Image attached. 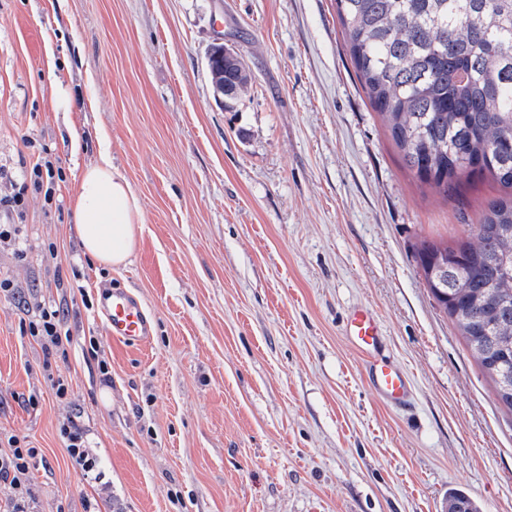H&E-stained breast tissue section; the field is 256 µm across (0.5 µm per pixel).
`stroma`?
<instances>
[{"label": "stroma", "instance_id": "stroma-1", "mask_svg": "<svg viewBox=\"0 0 512 512\" xmlns=\"http://www.w3.org/2000/svg\"><path fill=\"white\" fill-rule=\"evenodd\" d=\"M216 42L249 75L231 109L206 68ZM99 127L143 215L118 267L84 253L70 208ZM47 160L49 199L30 179ZM502 194L488 176L448 199L420 185L334 0H0V456L14 437L36 452L22 492L0 482V512H448L453 488L512 512V414L414 258L466 240ZM106 287L140 300L149 340L109 339ZM49 304L59 350L24 331ZM360 305L408 406L383 401L345 334ZM72 423L93 471L67 450Z\"/></svg>", "mask_w": 512, "mask_h": 512}]
</instances>
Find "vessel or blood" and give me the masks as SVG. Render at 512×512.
<instances>
[{"label":"vessel or blood","mask_w":512,"mask_h":512,"mask_svg":"<svg viewBox=\"0 0 512 512\" xmlns=\"http://www.w3.org/2000/svg\"><path fill=\"white\" fill-rule=\"evenodd\" d=\"M108 336L115 341L137 345L151 333L150 322L138 301L122 289L113 290L102 306ZM348 335L356 349L368 357L367 370L373 388L392 405H403L410 386L403 371L391 358L380 355L383 330L369 308L353 310L347 319Z\"/></svg>","instance_id":"obj_1"}]
</instances>
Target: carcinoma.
Segmentation results:
<instances>
[{"label": "carcinoma", "instance_id": "carcinoma-1", "mask_svg": "<svg viewBox=\"0 0 512 512\" xmlns=\"http://www.w3.org/2000/svg\"><path fill=\"white\" fill-rule=\"evenodd\" d=\"M336 16L362 90L406 167L448 197L467 178H494L506 196L493 202L472 240L424 241L456 259L458 288L438 300L476 357L499 404L512 412V0H335ZM208 70L217 92L239 100L248 75L237 54L214 45ZM480 512L464 491L448 495V512Z\"/></svg>", "mask_w": 512, "mask_h": 512}]
</instances>
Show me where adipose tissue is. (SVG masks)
Returning <instances> with one entry per match:
<instances>
[{
  "mask_svg": "<svg viewBox=\"0 0 512 512\" xmlns=\"http://www.w3.org/2000/svg\"><path fill=\"white\" fill-rule=\"evenodd\" d=\"M99 157L86 167L72 195L73 221L84 252L102 265L124 263L137 245L143 222L139 199L113 166L105 132H98Z\"/></svg>",
  "mask_w": 512,
  "mask_h": 512,
  "instance_id": "ef3b65f1",
  "label": "adipose tissue"
}]
</instances>
